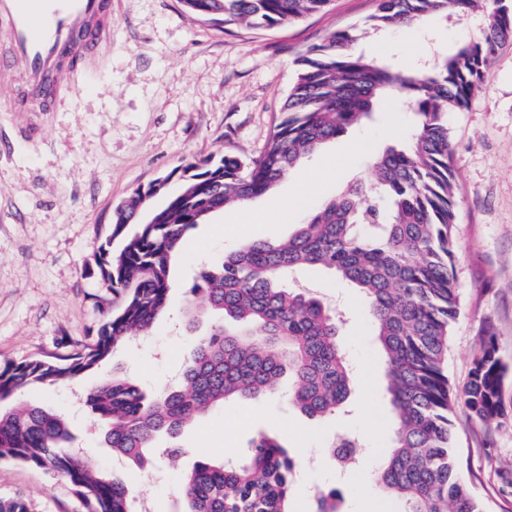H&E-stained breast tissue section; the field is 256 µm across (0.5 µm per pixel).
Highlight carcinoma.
<instances>
[{
  "mask_svg": "<svg viewBox=\"0 0 512 512\" xmlns=\"http://www.w3.org/2000/svg\"><path fill=\"white\" fill-rule=\"evenodd\" d=\"M330 0H181L192 16L252 28L291 24ZM478 16L479 34L408 72L352 51L355 36L333 32L296 60L298 72L264 152L246 164L233 156L171 172L183 182L161 209L135 191L114 215L97 249L96 274L117 308H100L95 342L51 360L27 359L0 370V461L65 478L85 512H138L120 477L88 468L70 446L68 419L22 400L39 386L96 369L116 348L147 334L168 308L171 264L187 233L211 214L271 191L289 169L387 106L411 114L405 148L372 165L374 182L356 183L309 215L283 242L254 241L197 274L206 306L182 318L194 343L179 381L147 397L120 372L85 393L112 453L144 468L162 435L174 436L229 399L256 400L291 378L288 402L309 418L334 415L351 395V360L338 336L344 314L322 297L288 285L294 271L320 267L365 296L385 360L393 445L377 484L404 512H484L459 474L454 404L484 423L503 415L506 367L494 337L484 340L467 384L444 373L459 316L455 270L454 170L448 114L463 111L489 75L499 45L512 40V0H377V27L427 16ZM212 317L206 334L195 336ZM297 463L271 436L253 437L243 456L199 459L182 479L185 512H293ZM336 490L314 497L312 512H339Z\"/></svg>",
  "mask_w": 512,
  "mask_h": 512,
  "instance_id": "obj_1",
  "label": "carcinoma"
}]
</instances>
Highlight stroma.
<instances>
[{
  "mask_svg": "<svg viewBox=\"0 0 512 512\" xmlns=\"http://www.w3.org/2000/svg\"><path fill=\"white\" fill-rule=\"evenodd\" d=\"M376 0H332L299 23L269 30L224 26L190 16L180 0H112V41L67 71L45 109L14 108L22 84L0 83V366L67 354L93 341L104 296L87 273L110 232L115 207L187 162L234 156L251 162L283 118L296 60L331 32L354 29L355 52L408 67L476 37L474 28L430 17L374 30ZM456 172L460 316L447 355L453 387L467 382L484 339L494 337L507 367L506 415L492 424L454 410L460 475L486 512H512V43L503 46L467 109L448 116ZM409 133L401 112L375 114L290 170L267 195L212 216L184 238L171 268L169 304L147 341L119 349L77 390L60 385L30 392V401L70 416L73 444L96 471L117 470L143 492L151 512H181L182 475L199 456L244 453L259 434L279 438L296 458L294 512H310L319 492L338 490L343 512H403L377 488L375 467L392 443L383 357L356 292L325 272L303 269L300 284L348 309L342 343L355 370L347 412L309 418L284 397L231 400L187 424L163 447L182 456L142 470L116 467L81 395L112 371L132 376L146 392L166 385L185 364L192 340L177 317L199 298L191 292L201 262H221L245 241L287 239L298 224L359 180L374 156ZM291 204L281 209L280 197ZM267 211L263 222L255 212ZM343 432L360 434L359 462L339 470L328 450ZM21 498L31 512H84L81 499L55 474L0 462V498Z\"/></svg>",
  "mask_w": 512,
  "mask_h": 512,
  "instance_id": "obj_1",
  "label": "stroma"
}]
</instances>
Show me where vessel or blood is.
Here are the masks:
<instances>
[{"mask_svg": "<svg viewBox=\"0 0 512 512\" xmlns=\"http://www.w3.org/2000/svg\"><path fill=\"white\" fill-rule=\"evenodd\" d=\"M110 0H0V79L21 76L30 95L59 88L63 62L86 58L82 34L99 41L112 36Z\"/></svg>", "mask_w": 512, "mask_h": 512, "instance_id": "vessel-or-blood-1", "label": "vessel or blood"}]
</instances>
